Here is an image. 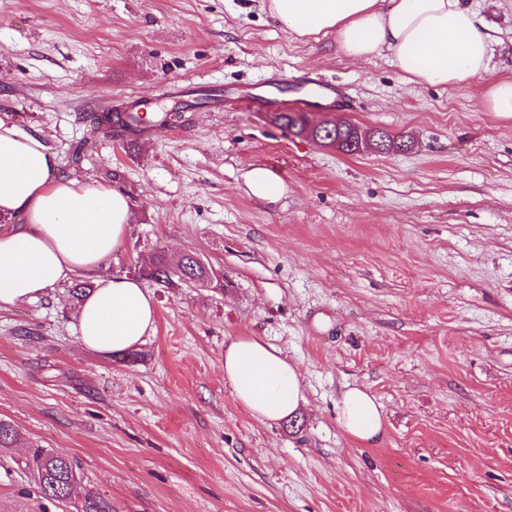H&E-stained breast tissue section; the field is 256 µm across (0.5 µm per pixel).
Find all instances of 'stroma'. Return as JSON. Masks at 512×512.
Segmentation results:
<instances>
[{"label": "stroma", "mask_w": 512, "mask_h": 512, "mask_svg": "<svg viewBox=\"0 0 512 512\" xmlns=\"http://www.w3.org/2000/svg\"><path fill=\"white\" fill-rule=\"evenodd\" d=\"M469 3L498 42L485 83L457 88L296 36L268 0H0V118L132 202L103 274L193 252L220 279L152 285L156 330L121 353L80 345L71 283L0 308V420L19 433L0 512H81L88 492L112 512H512V116L484 104L512 79V0ZM302 70L353 110L248 102ZM174 86L182 119L134 140L83 119ZM276 110L411 147L346 156ZM248 336L296 366L294 421L236 401L224 349ZM352 386L381 406L375 444L337 422ZM36 447L76 464L69 499L41 493ZM273 122L282 128H287L295 135L311 136L314 140L319 137V134L311 133L308 130L309 118L303 112H275Z\"/></svg>", "instance_id": "obj_1"}]
</instances>
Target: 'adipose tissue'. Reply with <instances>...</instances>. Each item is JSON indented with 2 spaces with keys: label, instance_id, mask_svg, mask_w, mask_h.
Returning a JSON list of instances; mask_svg holds the SVG:
<instances>
[{
  "label": "adipose tissue",
  "instance_id": "ef3b65f1",
  "mask_svg": "<svg viewBox=\"0 0 512 512\" xmlns=\"http://www.w3.org/2000/svg\"><path fill=\"white\" fill-rule=\"evenodd\" d=\"M270 12L299 36L332 34L361 61L389 51L408 81L467 87L482 80L495 42L467 0H268ZM38 137L0 119V306L31 301L79 277L94 287L76 311L78 339L102 354L142 343L156 324L152 293L138 279L101 268L128 229L132 203L120 191L59 173ZM224 376L239 404L262 422L296 412L303 401L296 367L254 337L224 351ZM337 420L351 438L373 443L381 406L364 389L344 391Z\"/></svg>",
  "mask_w": 512,
  "mask_h": 512
}]
</instances>
